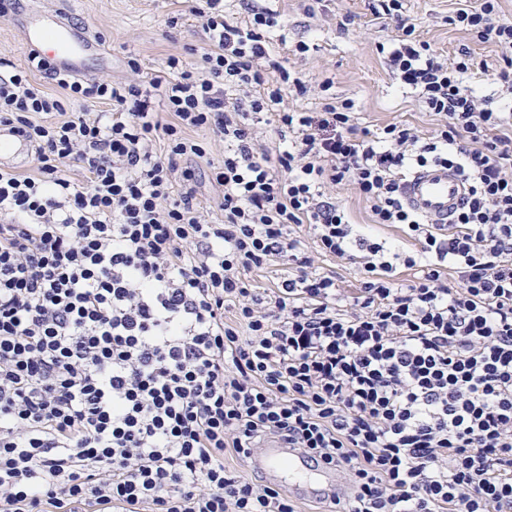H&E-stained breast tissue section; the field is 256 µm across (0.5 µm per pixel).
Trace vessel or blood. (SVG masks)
Listing matches in <instances>:
<instances>
[{"instance_id":"vessel-or-blood-1","label":"vessel or blood","mask_w":512,"mask_h":512,"mask_svg":"<svg viewBox=\"0 0 512 512\" xmlns=\"http://www.w3.org/2000/svg\"><path fill=\"white\" fill-rule=\"evenodd\" d=\"M27 49L50 60L56 67L80 73L84 54L97 50L98 41L89 30L74 33L69 25L56 22L52 31L36 26L25 34ZM32 156V146L24 137L0 129V166H21ZM467 188L462 178L444 166H429L415 172L405 183L406 205L431 223H447L460 208ZM251 467L270 483L285 487L297 499H327L342 496L345 481L334 466L318 464L270 439L251 450Z\"/></svg>"}]
</instances>
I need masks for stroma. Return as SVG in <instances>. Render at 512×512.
Instances as JSON below:
<instances>
[{
	"label": "stroma",
	"mask_w": 512,
	"mask_h": 512,
	"mask_svg": "<svg viewBox=\"0 0 512 512\" xmlns=\"http://www.w3.org/2000/svg\"><path fill=\"white\" fill-rule=\"evenodd\" d=\"M466 0H404L405 13L416 25L417 36L445 58L458 48L469 47L488 70L502 66L500 51L477 41L467 31L450 25L448 19ZM22 10L50 14L63 12L71 27L89 28L100 47L82 61L89 78L95 80L139 78L149 81L167 68L175 55L184 63H198L205 35L189 14L187 0H21ZM282 14L289 41L303 38L315 49L295 66L310 78L332 77L329 91L337 100L350 99L360 126L375 130L389 123H402L430 133L437 118L427 112L412 90L400 87L380 48L388 44L392 31L374 20L365 0H322L314 14L303 11L302 0H271ZM355 22L339 30L344 15ZM136 59L139 73H132L129 59ZM334 194L345 206L351 223L371 226L379 239L398 240L414 248L399 227L377 225L367 203L353 186L338 185Z\"/></svg>",
	"instance_id": "1"
}]
</instances>
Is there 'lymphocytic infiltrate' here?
I'll return each mask as SVG.
<instances>
[{
  "instance_id": "f902f5d3",
  "label": "lymphocytic infiltrate",
  "mask_w": 512,
  "mask_h": 512,
  "mask_svg": "<svg viewBox=\"0 0 512 512\" xmlns=\"http://www.w3.org/2000/svg\"><path fill=\"white\" fill-rule=\"evenodd\" d=\"M241 4L243 21L196 0L199 65L170 57L145 85L33 53L0 67V127L36 162L0 170V512H297L224 463L268 436L342 468L331 512H512V19L498 0L452 19L501 51L485 87L469 48L444 60L402 0H368L401 87L438 118L423 135L359 127L347 102L285 108L309 88L288 58L310 45ZM200 161L223 221L197 197ZM430 165L467 185L446 232L402 197ZM329 184L415 250L354 233ZM318 254L357 263L354 294ZM272 266L287 276L249 287Z\"/></svg>"
}]
</instances>
